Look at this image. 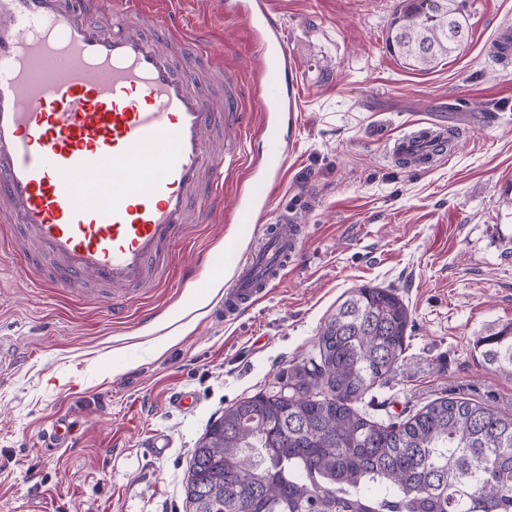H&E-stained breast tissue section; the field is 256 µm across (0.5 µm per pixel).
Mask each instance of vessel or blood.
Returning <instances> with one entry per match:
<instances>
[{
    "label": "vessel or blood",
    "mask_w": 512,
    "mask_h": 512,
    "mask_svg": "<svg viewBox=\"0 0 512 512\" xmlns=\"http://www.w3.org/2000/svg\"><path fill=\"white\" fill-rule=\"evenodd\" d=\"M100 13V0H0V201L40 248L27 268L39 269L44 257L55 262L56 281L133 287L168 267L185 225L204 223L223 203L230 172L207 164L208 135L241 126L246 101L228 76L222 106L212 105L200 72L217 58L180 12L157 17L145 0H113L109 28ZM239 16L256 26V98L296 112L301 89L278 22L261 0ZM173 41L191 42L194 59L174 62L165 51ZM454 131L423 121L394 140L391 154L436 165ZM261 134L266 175L239 194L243 212L267 209L287 164L276 127L264 124ZM107 169L108 183L100 178ZM261 232L231 261L232 282L216 308L225 320L263 300L299 250L302 227L291 212Z\"/></svg>",
    "instance_id": "vessel-or-blood-1"
}]
</instances>
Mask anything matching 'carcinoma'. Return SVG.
<instances>
[{"instance_id": "1", "label": "carcinoma", "mask_w": 512, "mask_h": 512, "mask_svg": "<svg viewBox=\"0 0 512 512\" xmlns=\"http://www.w3.org/2000/svg\"><path fill=\"white\" fill-rule=\"evenodd\" d=\"M469 36L458 0H400L386 48L429 70ZM409 322L395 289H352L316 356L209 424L192 451L187 512H512L511 406L446 397L388 423L358 408L398 361ZM476 349L512 377V322Z\"/></svg>"}]
</instances>
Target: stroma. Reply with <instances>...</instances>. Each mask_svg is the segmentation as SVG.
<instances>
[{
    "mask_svg": "<svg viewBox=\"0 0 512 512\" xmlns=\"http://www.w3.org/2000/svg\"><path fill=\"white\" fill-rule=\"evenodd\" d=\"M234 0H180L189 27L252 90L260 61L249 27L228 17ZM304 97L283 128L287 172L265 223L293 211L304 238L287 278L227 322L201 316L179 342L164 320L185 293L184 262L198 252L227 267L250 227L226 222L224 203L175 243L173 263L126 297L112 318L95 292L80 297L29 274L10 225L0 223V512H185L191 453L225 407L277 386L317 351L325 320L362 285L396 289L409 308L404 352L367 394L386 420L442 397L512 403V378L473 350L489 327L512 322V64L489 46L512 28V0H466L471 36L430 70L408 69L385 49L397 0H269ZM264 108L252 101L227 147L262 154ZM458 125L445 161L392 164L388 144L416 123ZM196 394L189 409L174 390ZM64 447L46 449L59 419ZM167 435L168 451L147 444Z\"/></svg>",
    "mask_w": 512,
    "mask_h": 512,
    "instance_id": "1",
    "label": "stroma"
}]
</instances>
